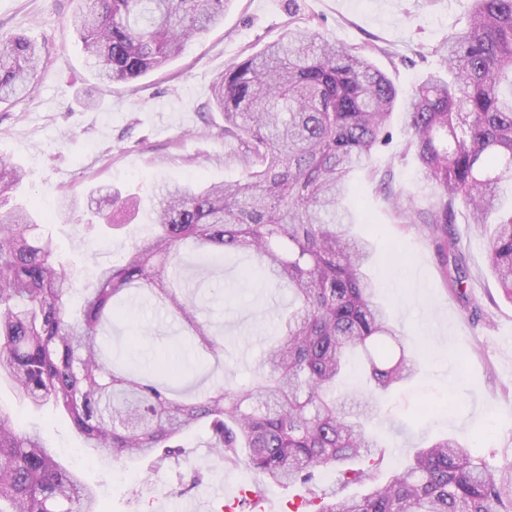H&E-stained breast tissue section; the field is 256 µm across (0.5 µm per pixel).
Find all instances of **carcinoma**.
<instances>
[{
    "label": "carcinoma",
    "instance_id": "carcinoma-1",
    "mask_svg": "<svg viewBox=\"0 0 512 512\" xmlns=\"http://www.w3.org/2000/svg\"><path fill=\"white\" fill-rule=\"evenodd\" d=\"M230 0H87L73 26L100 80L132 83L164 66L186 42L224 19ZM447 74H429L406 98L359 47L288 29L213 85L239 179L174 184L153 211L152 236L121 266L102 267L77 310L72 283L31 209L0 221V379L28 404L65 412L85 450L116 461L147 458L155 471L179 462L183 441L207 431L224 464L301 486L306 512H512V462L498 471L452 437L414 451L383 473L385 450L368 432L376 397L416 374V348L397 333L366 274L370 242L352 231L344 205L351 176L406 115V151L437 188L428 209L388 192L400 224L437 234L448 287L465 297L466 270L448 233L457 205L492 226L488 262L512 303V0H473L465 27L436 50ZM40 51L0 33V102L32 87ZM22 174L0 160V208ZM192 244L211 264L249 250L250 276L288 287L292 302L250 383L182 396L183 370L167 359L117 366L98 336L122 318L131 291L148 294L185 331L201 359L224 365V337L197 319V305L168 280ZM364 361L361 399L347 406L336 383L350 355ZM336 476L332 493L317 475ZM352 485L359 496H341ZM0 512H104L94 489L63 466L41 436L20 432L0 408Z\"/></svg>",
    "mask_w": 512,
    "mask_h": 512
}]
</instances>
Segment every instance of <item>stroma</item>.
I'll use <instances>...</instances> for the list:
<instances>
[{
	"label": "stroma",
	"mask_w": 512,
	"mask_h": 512,
	"mask_svg": "<svg viewBox=\"0 0 512 512\" xmlns=\"http://www.w3.org/2000/svg\"><path fill=\"white\" fill-rule=\"evenodd\" d=\"M81 6L82 0H0V31L24 35L43 49L33 89L0 103V158L22 170L15 200L33 203L55 239L73 280L75 306L100 267L124 263L133 245L152 234L150 208L161 185L240 177L228 162L236 143L225 138L224 116L210 104L225 68L293 26L368 48L406 96L438 69L434 48L465 26L471 0H231L223 25L188 41L166 67L109 85L99 82L70 25ZM390 126V142L374 154V173L356 179L357 228L372 242L369 271L398 329L433 357L382 399L374 430L386 448L387 469H401L417 448L448 435L495 471L512 460V303L502 298L489 268L488 235L464 207H456L448 226L468 275L464 299L447 289L433 236L396 222L378 188L379 173L391 172L394 189L422 209L431 207L435 188L405 149L402 113L393 114ZM111 192L140 200L138 211L116 213L113 229L94 216L108 209ZM66 195L82 207L65 221L59 203ZM254 262L242 250L223 266L208 267L189 253L177 269L199 301L201 319L224 329L230 359L224 381L231 388L251 380L289 300L287 288L241 277ZM471 298L481 306L480 319L469 313ZM177 331V323L141 293L106 342L127 345L143 363L167 354L196 370L197 358L178 346ZM0 406L20 427L39 430L59 461L95 486L106 512H225L223 491L239 497L261 482L247 468L225 466L201 429L188 437L189 452L179 465L157 472L144 460L84 454L65 415L20 403L2 381ZM197 472L203 480L196 485Z\"/></svg>",
	"instance_id": "1"
}]
</instances>
